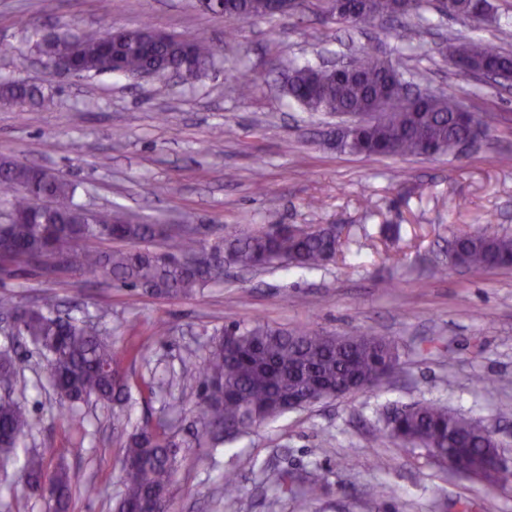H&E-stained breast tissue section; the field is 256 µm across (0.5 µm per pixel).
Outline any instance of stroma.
<instances>
[{
	"label": "stroma",
	"mask_w": 512,
	"mask_h": 512,
	"mask_svg": "<svg viewBox=\"0 0 512 512\" xmlns=\"http://www.w3.org/2000/svg\"><path fill=\"white\" fill-rule=\"evenodd\" d=\"M493 18L451 19L435 6L361 30L306 0L292 14L229 21L206 0H0V79L37 85L40 104L0 101V155L53 169L80 185L79 200L119 207L148 222L205 224L208 242L269 224L335 225L340 248L314 269H225L190 297H164L109 278L88 279L39 264L0 267V294L24 305L52 296L91 322L125 362L128 398L112 411L83 405L85 430L69 427L39 351L0 326L20 372L16 393L40 423L0 472V512H46L17 482L27 457L79 474L70 512H110L121 492L123 452L112 419L157 420L174 403L147 396L150 377L179 375L190 353L233 321L262 320L336 335L371 329L395 338L398 370L375 392L288 412L230 443L198 446L197 415L183 411L171 435L181 469L169 512H512V482L491 488L459 476L427 451L383 437L382 415L432 401L492 430L512 459V269L471 271L448 263L453 236L491 222L512 236V87L457 72L451 39L512 51V0H491ZM147 25L197 35L220 47L196 79L91 73L64 80L40 55L46 40L103 26ZM369 50L401 62L406 81L453 93L477 112L485 136L466 155L356 156L323 144L337 116L309 112L285 94L281 66L327 65ZM253 85L242 91L238 72ZM239 490L224 494V473ZM321 483V497L273 496L279 470ZM387 487L374 497L375 484Z\"/></svg>",
	"instance_id": "35a3bbf8"
}]
</instances>
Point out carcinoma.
<instances>
[{
    "instance_id": "obj_1",
    "label": "carcinoma",
    "mask_w": 512,
    "mask_h": 512,
    "mask_svg": "<svg viewBox=\"0 0 512 512\" xmlns=\"http://www.w3.org/2000/svg\"><path fill=\"white\" fill-rule=\"evenodd\" d=\"M425 0H328L327 9L342 16L353 14V25L371 27L378 22L419 12ZM216 10L224 18L248 21L268 15L269 0H221ZM438 10L454 18L484 20L494 12L491 0H438ZM146 26L128 29L119 65L127 72L176 69L199 77L213 65L217 48L199 36L167 34L148 49L139 46ZM113 29L95 34L71 32L39 46L51 57L64 48L72 52L75 70L88 74L104 69L103 54H112ZM493 47L476 40L448 44V60L461 59L470 70L481 72L490 64ZM400 62L383 60L367 51L352 61V71L328 73L309 65L286 68V93L310 112L328 114L374 112L371 126L332 146L365 157L433 156L456 148L469 136L460 118L459 104L448 93L428 92L409 107L401 99L381 111L389 96L388 79L404 83ZM0 96L16 102L38 103L40 90L10 80L0 81ZM0 195L9 207L0 210V261L24 265L28 257L61 256L64 268L89 278L111 276L126 286H143L160 295L189 296L224 275L225 256L243 269L293 266L312 269L334 259L340 247L333 224L306 231L284 227L276 235L258 230L241 232L217 246L185 232L171 233L159 224L133 221L118 211H92L76 201L77 185L55 172L0 159ZM176 241L177 257L167 258L135 248L157 239ZM124 242L130 248L100 251L76 249L78 242ZM448 263L475 271L512 267V236L500 234L493 224L458 237L448 251ZM0 314L18 324L15 333L28 338L47 361L50 380L63 402L70 405L67 420L81 434L84 420L76 410L89 399L118 407L129 391L121 368L125 358L146 359L140 348L118 351L90 327L63 318L47 298L37 306H24L14 296H0ZM397 342L375 330L352 336H332L310 327L285 329L259 321L233 322L206 346L201 361L184 363L177 384L182 405H191L200 417L197 438L230 440L256 425L294 410L321 389L341 395L375 390L397 369ZM15 362L0 352V385H13ZM199 386L195 399L187 391ZM36 428V417L24 401L0 398V456L9 459ZM163 421L132 430L116 421L114 435L124 448L123 493L114 512L142 508L152 497L169 492L180 461L177 444ZM383 434L404 444L423 448L439 463L449 460L465 474L489 462L488 449L499 445L474 421L436 403L417 402L385 417ZM22 481L51 512H69L73 477L52 467L42 456L27 459Z\"/></svg>"
}]
</instances>
